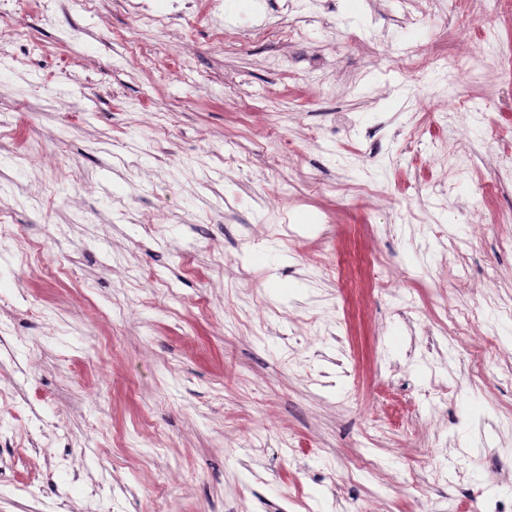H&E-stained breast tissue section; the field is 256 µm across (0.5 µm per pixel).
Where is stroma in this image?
<instances>
[{
  "label": "stroma",
  "instance_id": "obj_1",
  "mask_svg": "<svg viewBox=\"0 0 512 512\" xmlns=\"http://www.w3.org/2000/svg\"><path fill=\"white\" fill-rule=\"evenodd\" d=\"M191 2L0 0V512H497L512 0Z\"/></svg>",
  "mask_w": 512,
  "mask_h": 512
}]
</instances>
